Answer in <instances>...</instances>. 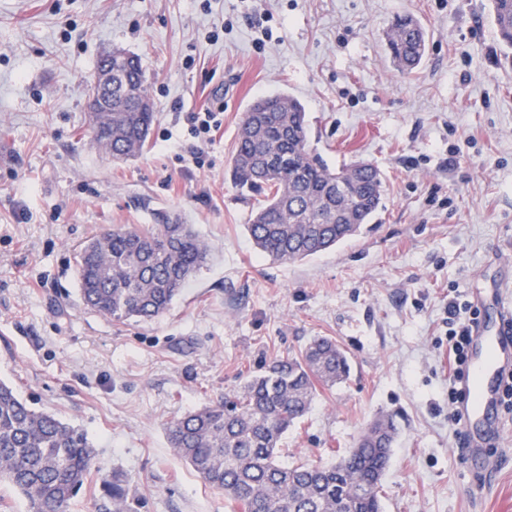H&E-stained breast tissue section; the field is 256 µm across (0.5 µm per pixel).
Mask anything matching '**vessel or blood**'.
Wrapping results in <instances>:
<instances>
[{"mask_svg": "<svg viewBox=\"0 0 512 512\" xmlns=\"http://www.w3.org/2000/svg\"><path fill=\"white\" fill-rule=\"evenodd\" d=\"M477 301L491 316L478 318L472 330L467 366L457 382L462 398L454 408L463 435L458 455L466 464L481 459L494 435L490 413L499 403L503 377L512 373V280L502 279Z\"/></svg>", "mask_w": 512, "mask_h": 512, "instance_id": "b4317fda", "label": "vessel or blood"}]
</instances>
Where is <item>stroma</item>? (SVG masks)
Returning a JSON list of instances; mask_svg holds the SVG:
<instances>
[{"label":"stroma","mask_w":512,"mask_h":512,"mask_svg":"<svg viewBox=\"0 0 512 512\" xmlns=\"http://www.w3.org/2000/svg\"><path fill=\"white\" fill-rule=\"evenodd\" d=\"M402 14L429 35L408 74L385 45ZM113 47L140 59L155 110L123 160L86 131ZM276 91L303 104L330 167L363 160L386 182L356 236L288 264L255 248L253 200L229 172L247 105ZM204 106L223 115L200 167L183 146ZM174 217L210 259L169 312L116 323L85 307L79 246ZM504 261L512 58L489 0H0V381L93 444L96 473L70 512H111L115 474L134 512H234L167 428L317 336L345 349L350 376L319 388L284 463L336 462L390 415L384 512H512V410L474 467L448 421V300L492 288Z\"/></svg>","instance_id":"obj_1"}]
</instances>
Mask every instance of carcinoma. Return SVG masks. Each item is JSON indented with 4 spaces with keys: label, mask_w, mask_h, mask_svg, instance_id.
<instances>
[{
    "label": "carcinoma",
    "mask_w": 512,
    "mask_h": 512,
    "mask_svg": "<svg viewBox=\"0 0 512 512\" xmlns=\"http://www.w3.org/2000/svg\"><path fill=\"white\" fill-rule=\"evenodd\" d=\"M501 42L512 48V0H491ZM391 63L410 73L424 61L427 40L411 16L386 32ZM137 59L126 55L112 77V110L89 113L94 141L116 159L139 153L154 112ZM232 180L257 197L247 230L257 249L296 262L359 232L377 211L385 179L375 166L354 161L331 168L311 146L301 102L285 93L253 101L244 113L231 159ZM209 247L189 224L116 227L89 239L77 256L84 304L116 322L163 315L191 277L206 265ZM346 351L320 336L304 351L265 365L232 400L174 421L168 441L239 512H382L379 489L397 427L376 420L356 446L331 465H285L279 445L309 411L317 387L347 379ZM94 449L85 433L38 411L0 382V481L19 491L29 512H69L93 473ZM112 512H131L121 479L112 476Z\"/></svg>",
    "instance_id": "1"
}]
</instances>
